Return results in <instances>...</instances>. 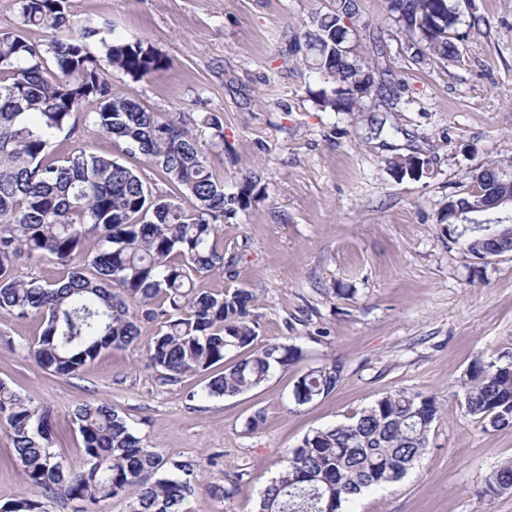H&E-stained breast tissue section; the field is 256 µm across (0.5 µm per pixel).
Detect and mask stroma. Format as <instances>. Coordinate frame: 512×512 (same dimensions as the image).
Segmentation results:
<instances>
[{
  "label": "stroma",
  "mask_w": 512,
  "mask_h": 512,
  "mask_svg": "<svg viewBox=\"0 0 512 512\" xmlns=\"http://www.w3.org/2000/svg\"><path fill=\"white\" fill-rule=\"evenodd\" d=\"M355 40L383 55L398 82L371 90L356 112L322 110L325 89L296 38L336 0H68L75 24L92 22L101 53L113 37L152 45L169 66L135 80L114 71L116 92L188 127L218 115L224 152L200 147L225 193L256 176L266 197L224 219V268L198 280L205 290L250 291L257 344L301 347L292 368L273 371L236 397H206L207 371L164 384L146 364L157 334L142 322L140 343L108 349L78 375L50 374L22 350L34 319L0 313V381L49 407L55 452L80 465L73 411L104 401L144 446L191 460L189 512H256L260 489L287 465L288 451L313 430L348 420L394 391L435 397L442 417L425 455L394 488L362 495L354 512H512V492L477 498L484 478L512 458V429H483L465 415L460 380L474 359L512 360V254L476 258L448 233V200L468 190L474 168L512 157V0H460L467 29L455 61L418 60L385 0H356ZM136 170L153 195L189 199L141 154L80 125L58 139ZM416 156L420 178L397 177L394 158ZM332 362L342 379L327 397L295 405L301 373ZM262 416L256 429L247 423ZM237 479L229 502L211 485Z\"/></svg>",
  "instance_id": "1"
}]
</instances>
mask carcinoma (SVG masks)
<instances>
[{"mask_svg": "<svg viewBox=\"0 0 512 512\" xmlns=\"http://www.w3.org/2000/svg\"><path fill=\"white\" fill-rule=\"evenodd\" d=\"M350 0L320 14L303 34L305 61L331 80L317 104L334 112H355V91H370L374 67L356 52H336V32L357 16ZM401 30L423 50L415 56L455 60L461 13L459 0H386ZM18 26L0 30V312L39 321L23 350L44 370L75 376L109 348L139 343L143 321L160 324L146 346V357L164 383L206 370L234 350L246 357L212 378L204 394L234 397L266 382L272 371L301 359L292 344L254 346L253 295L204 291L195 279L224 268L218 248L228 215L246 211L266 197V188L247 176L237 192L224 193L196 135L175 117L162 118L112 89L107 72L134 79L167 66V60L141 41L101 40L103 55L89 52L87 40L99 34L74 25L67 0H14ZM50 33L33 44L23 29ZM85 102L95 111L78 115ZM84 122L153 161L166 178L192 200L184 208L150 194L141 176L117 158L75 149L56 157L59 136ZM201 126L211 130L212 146L224 148V127L210 113ZM504 161L473 170V188L456 201L478 204L480 193L503 189ZM478 258L512 251V238L474 230L463 238ZM48 260L66 275L52 283L19 273L21 257ZM342 378L336 363L310 368L293 386L296 405L333 392ZM464 412L486 428L512 426V362L475 359L461 383ZM435 397L420 392L389 393L347 422L319 428L288 451V467L260 492L258 512H350L357 495L400 482L424 455L440 418ZM82 440L81 465L71 467L53 448L51 412L0 382V424L8 426L13 457L33 493L0 512H48L57 497L96 504L132 492L129 512H187L193 494L194 463L147 448L126 420L105 402L85 403L73 413ZM235 480L210 488L213 499L230 501ZM512 492V459L484 480L480 495Z\"/></svg>", "mask_w": 512, "mask_h": 512, "instance_id": "1", "label": "carcinoma"}]
</instances>
